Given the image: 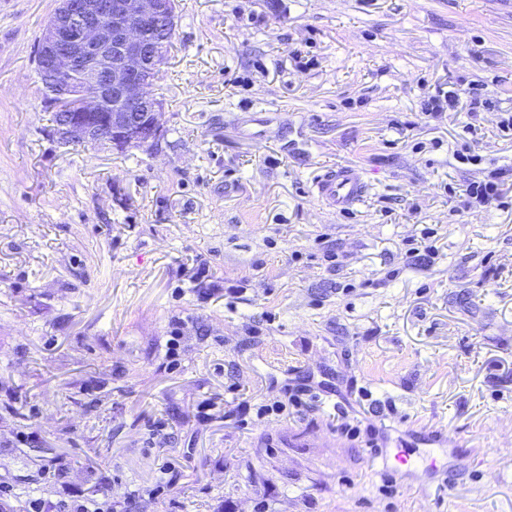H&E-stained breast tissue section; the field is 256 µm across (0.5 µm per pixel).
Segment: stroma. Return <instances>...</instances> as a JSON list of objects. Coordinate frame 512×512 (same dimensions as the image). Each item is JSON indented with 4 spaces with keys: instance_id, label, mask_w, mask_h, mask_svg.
Wrapping results in <instances>:
<instances>
[{
    "instance_id": "stroma-1",
    "label": "stroma",
    "mask_w": 512,
    "mask_h": 512,
    "mask_svg": "<svg viewBox=\"0 0 512 512\" xmlns=\"http://www.w3.org/2000/svg\"><path fill=\"white\" fill-rule=\"evenodd\" d=\"M55 7L0 0V512L161 456L181 489L138 512H512V0H178L163 134L123 152L51 132ZM452 82L493 109L424 115ZM348 164L340 213L313 184ZM289 384L303 415L239 412ZM401 446L444 472L383 470ZM365 183L358 170L351 167L327 169L314 183L319 202L346 210L363 197ZM463 191L460 197L463 196L465 199L460 201L461 207H459L463 210H470L471 199L481 204H489L492 201H498L502 196L500 183L497 181L470 182Z\"/></svg>"
}]
</instances>
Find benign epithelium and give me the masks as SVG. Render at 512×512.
<instances>
[{"label": "benign epithelium", "instance_id": "benign-epithelium-1", "mask_svg": "<svg viewBox=\"0 0 512 512\" xmlns=\"http://www.w3.org/2000/svg\"><path fill=\"white\" fill-rule=\"evenodd\" d=\"M43 28L37 68L44 92L62 112L65 144L114 149L152 146L162 136L163 104L153 88L166 63L173 0H56ZM121 104L115 112L112 101Z\"/></svg>", "mask_w": 512, "mask_h": 512}]
</instances>
